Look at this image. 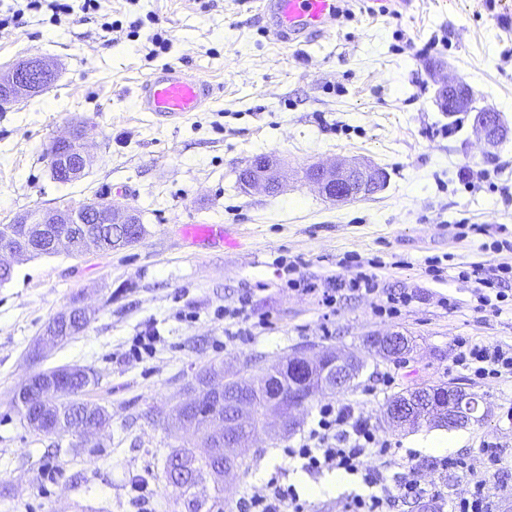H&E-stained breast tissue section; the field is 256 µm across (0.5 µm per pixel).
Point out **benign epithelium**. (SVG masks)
Instances as JSON below:
<instances>
[{"instance_id":"benign-epithelium-1","label":"benign epithelium","mask_w":512,"mask_h":512,"mask_svg":"<svg viewBox=\"0 0 512 512\" xmlns=\"http://www.w3.org/2000/svg\"><path fill=\"white\" fill-rule=\"evenodd\" d=\"M56 78L54 65L36 55L1 69L0 109L44 92ZM436 100L444 111H472V92L460 81L441 84L436 90ZM473 126L489 148L498 147L508 137L500 115L492 109L475 112ZM44 160L55 182L71 184L82 179L91 163L86 147V126L76 125L55 138L46 149ZM308 173L309 182L333 202L370 195L378 190L382 179L380 170L359 163L312 165ZM241 183L247 188L262 187L271 193L286 188L279 162L271 156L248 165ZM12 223L22 225L25 237L29 238L47 224H126L134 229L141 219L134 209L118 207L108 199H101L81 204L66 203L53 209H30L16 215ZM403 343L399 333H376L365 341L373 354L387 357L403 353ZM361 370L362 363L356 356L344 357L332 349H318L312 345L309 350L295 353L260 376L238 380L235 392L229 390V382L219 378L213 369L200 372L199 376L204 380L203 394L224 399L223 429L210 433L214 456L224 458V471L233 470L236 457L224 453V449L238 446L230 431L264 427L267 418L275 416L279 434L288 436L299 427V412L311 397L346 390ZM34 388L41 393H61L52 378L37 379L32 375L18 390L16 400L24 402ZM201 395L184 401L181 406H197ZM477 408L475 396L453 383L435 388L422 386L388 402L384 420L393 426L413 427L424 419L422 410L425 409L435 423L454 429L474 419Z\"/></svg>"}]
</instances>
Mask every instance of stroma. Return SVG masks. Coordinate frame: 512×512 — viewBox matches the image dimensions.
I'll return each instance as SVG.
<instances>
[{"instance_id":"obj_1","label":"stroma","mask_w":512,"mask_h":512,"mask_svg":"<svg viewBox=\"0 0 512 512\" xmlns=\"http://www.w3.org/2000/svg\"><path fill=\"white\" fill-rule=\"evenodd\" d=\"M342 9L330 35L301 46L266 34L260 0H106L98 14L56 23L49 10L29 11L21 27L0 29V66L35 53L58 69L45 92L0 110V224L106 196L138 211L144 225L140 241L125 247L14 259L12 280L0 286V512H171L164 457L195 436L169 427L168 415L198 372L220 365L228 376L255 374L311 344L356 354L362 373L343 392L316 395L290 437L253 442L242 467L224 475L225 512L278 467L287 485L329 480L330 471L304 473L283 454L328 399L352 406L397 448L389 473L418 466L423 483L443 494L439 512L489 479L481 450L497 443L507 489L492 510L512 512V377L478 380L453 363L462 339L512 347V301L493 314L477 310L474 296L476 276H492L503 260L493 242H512V135L490 152L473 127L483 108L512 127V0H410L389 13L376 0H344ZM138 18L135 38L102 29ZM161 30L173 45L153 59L150 38ZM166 64L215 87L213 102L176 126L137 107L139 84ZM446 79L469 86L472 112L454 119L438 107L435 89ZM77 122L87 125L93 163L83 179L62 185L43 154ZM264 154L283 163L281 192L239 182ZM339 161L383 169L385 187L327 200L304 171ZM186 224L223 225L227 240L192 242ZM462 224L489 231L462 238ZM349 255L379 261L381 287L415 301L393 319L375 315L370 297L342 298L329 313L273 266L281 257L322 279ZM434 260L448 266L442 277L429 269ZM244 291L252 296L248 333L229 342L224 309ZM75 302L94 309L89 327L40 345ZM388 331L408 339L402 357L367 351L368 335ZM149 334L151 351L133 357ZM65 365L94 373L81 398L110 416L98 434H39L13 404L33 372ZM386 371L395 377L388 387L378 379ZM448 383L477 394L486 411L453 432L450 455L468 466L465 474L417 452L419 439L440 427L382 421L394 395Z\"/></svg>"}]
</instances>
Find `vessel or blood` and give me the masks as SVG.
Listing matches in <instances>:
<instances>
[{
  "label": "vessel or blood",
  "mask_w": 512,
  "mask_h": 512,
  "mask_svg": "<svg viewBox=\"0 0 512 512\" xmlns=\"http://www.w3.org/2000/svg\"><path fill=\"white\" fill-rule=\"evenodd\" d=\"M269 35L285 44H307L335 26L338 0H265ZM213 84L191 70L166 65L139 86L140 111L156 113L173 125L213 102Z\"/></svg>",
  "instance_id": "b4317fda"
}]
</instances>
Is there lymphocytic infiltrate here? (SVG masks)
Returning a JSON list of instances; mask_svg holds the SVG:
<instances>
[{
	"label": "lymphocytic infiltrate",
	"instance_id": "1",
	"mask_svg": "<svg viewBox=\"0 0 512 512\" xmlns=\"http://www.w3.org/2000/svg\"><path fill=\"white\" fill-rule=\"evenodd\" d=\"M48 9L53 19L73 14L74 11L98 12L103 0H26L25 7L0 16V28L20 24L25 12ZM343 275L316 282L294 276V264H287L292 272L288 286L292 290L319 296L323 306L335 307L342 292L374 298L377 315L396 317L413 300L412 294L382 288L376 273L368 271L357 258L341 259ZM456 365L470 369L479 378H498L512 374V349L499 346L458 343ZM285 456L300 459L307 473L336 469L361 476L363 483L373 488V495L352 497L346 512H394L399 502L422 497L420 472L409 467L407 473L387 477L385 464L397 454L388 440L380 438L374 427L363 416L346 405H322L318 419L310 428L302 444L284 451ZM239 512H304V505L296 489L282 485L278 475H271L263 492L250 495L238 505Z\"/></svg>",
	"mask_w": 512,
	"mask_h": 512
}]
</instances>
